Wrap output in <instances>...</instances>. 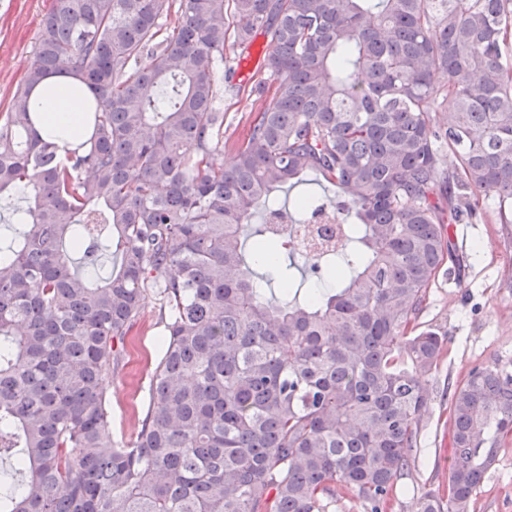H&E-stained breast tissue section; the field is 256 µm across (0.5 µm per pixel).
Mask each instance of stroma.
I'll return each instance as SVG.
<instances>
[{"instance_id":"1","label":"stroma","mask_w":512,"mask_h":512,"mask_svg":"<svg viewBox=\"0 0 512 512\" xmlns=\"http://www.w3.org/2000/svg\"><path fill=\"white\" fill-rule=\"evenodd\" d=\"M51 5L52 0H0V113L8 110L34 63L40 24ZM233 85L220 100L228 144L242 131L251 105V81L237 79ZM449 236L460 249L458 279L452 284L447 274H440L418 317L420 328L439 331L447 343L429 384L414 460L397 483L391 512H417L421 493L443 494L448 489L449 391L477 365L512 372V276L502 270L506 257H512V229L498 223L488 208L472 223L453 225ZM164 333L155 297L147 295L132 332L134 342L125 349L124 367L109 389L112 437L117 442H128L138 431ZM471 512H512V443L500 449Z\"/></svg>"}]
</instances>
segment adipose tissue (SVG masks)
<instances>
[{
  "label": "adipose tissue",
  "instance_id": "ef3b65f1",
  "mask_svg": "<svg viewBox=\"0 0 512 512\" xmlns=\"http://www.w3.org/2000/svg\"><path fill=\"white\" fill-rule=\"evenodd\" d=\"M31 108L38 116L35 130L40 136H57L60 154H67L86 130V113L79 98L36 92Z\"/></svg>",
  "mask_w": 512,
  "mask_h": 512
}]
</instances>
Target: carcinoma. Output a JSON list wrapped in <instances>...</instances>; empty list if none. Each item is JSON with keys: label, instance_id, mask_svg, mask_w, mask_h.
Wrapping results in <instances>:
<instances>
[{"label": "carcinoma", "instance_id": "cac0c4a2", "mask_svg": "<svg viewBox=\"0 0 512 512\" xmlns=\"http://www.w3.org/2000/svg\"><path fill=\"white\" fill-rule=\"evenodd\" d=\"M258 30L268 79L221 165L224 47ZM52 75L89 93L90 147L64 159L29 109ZM312 173L345 214L339 244L305 255L323 289L245 253L249 236L278 249L284 215L324 214L277 203ZM19 192L0 240V512H336L338 486L385 512L446 344L417 318L447 226L489 198L512 224V0H52L0 113V200ZM277 279L304 297H267ZM150 291L162 354L118 443L107 389ZM448 409V495L417 512H470L512 436V374L473 368Z\"/></svg>", "mask_w": 512, "mask_h": 512}]
</instances>
